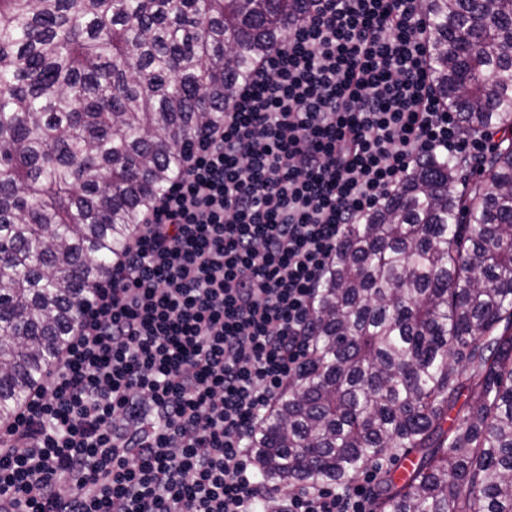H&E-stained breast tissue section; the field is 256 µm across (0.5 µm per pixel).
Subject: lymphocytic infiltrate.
<instances>
[{
  "instance_id": "1",
  "label": "lymphocytic infiltrate",
  "mask_w": 512,
  "mask_h": 512,
  "mask_svg": "<svg viewBox=\"0 0 512 512\" xmlns=\"http://www.w3.org/2000/svg\"><path fill=\"white\" fill-rule=\"evenodd\" d=\"M305 2L0 424V512H377L373 468L272 498L251 440L347 226L489 140L438 96L418 0Z\"/></svg>"
}]
</instances>
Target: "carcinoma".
Returning <instances> with one entry per match:
<instances>
[{
  "label": "carcinoma",
  "mask_w": 512,
  "mask_h": 512,
  "mask_svg": "<svg viewBox=\"0 0 512 512\" xmlns=\"http://www.w3.org/2000/svg\"><path fill=\"white\" fill-rule=\"evenodd\" d=\"M300 5L0 0V422ZM422 7L440 97L464 130L500 135L487 184L421 162L349 227L254 460L295 489L382 458L378 512H512V0Z\"/></svg>",
  "instance_id": "1"
}]
</instances>
